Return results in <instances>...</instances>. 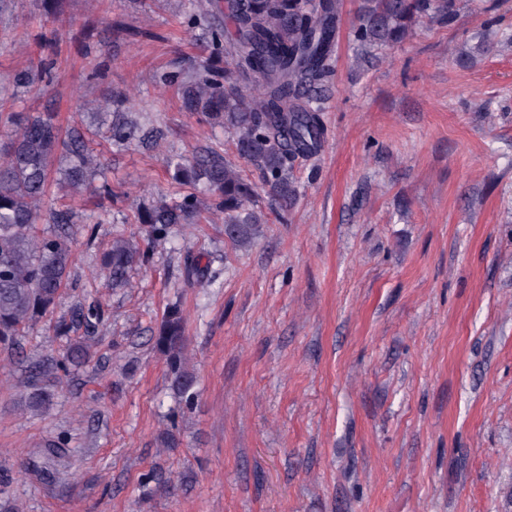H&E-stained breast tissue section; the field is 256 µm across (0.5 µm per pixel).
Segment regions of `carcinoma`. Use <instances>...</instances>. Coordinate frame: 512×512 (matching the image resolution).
<instances>
[{
	"label": "carcinoma",
	"instance_id": "carcinoma-1",
	"mask_svg": "<svg viewBox=\"0 0 512 512\" xmlns=\"http://www.w3.org/2000/svg\"><path fill=\"white\" fill-rule=\"evenodd\" d=\"M338 5L339 0H194L189 21L207 28L211 51L191 66L188 76L181 68L157 75L158 82L177 85L183 111L234 132L237 155L258 166L275 202L286 204L296 196L289 178L292 165L314 153L324 137L320 112L332 72ZM212 8L233 24L227 41L224 28L208 22ZM451 9L452 0H364L355 39L366 49L398 42L412 23L444 17ZM53 70L54 63L41 58L16 77L15 85L27 89L49 83ZM128 103L119 92L98 105L96 120L105 137L117 148L156 143L137 118L123 112ZM103 165L85 133L76 126L62 128L55 113L0 112L1 346H14L33 324L50 316L72 284L78 216L67 207H45L56 173L74 190L115 198L109 183L93 185V175ZM170 167L174 179L191 191L130 205L139 235L117 234L102 255V269L117 288L128 283L135 264L149 259L155 242L182 224L201 223L206 213L224 221L226 238L236 246L251 243L259 232L256 186L218 149L202 150L189 164L172 158ZM42 221L54 225V231L38 234ZM104 314L98 302L80 304L56 330L66 336L83 327L89 336ZM155 346L167 360L175 394L185 406L192 405L196 392L186 366L179 306L165 312ZM89 357L90 346L75 341L50 368L30 370L21 405L30 411L49 408L60 383L58 373Z\"/></svg>",
	"mask_w": 512,
	"mask_h": 512
}]
</instances>
